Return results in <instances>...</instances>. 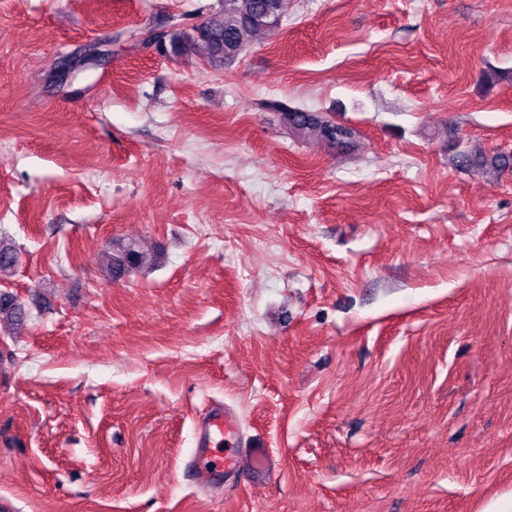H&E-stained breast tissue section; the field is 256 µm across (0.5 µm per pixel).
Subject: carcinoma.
<instances>
[{"instance_id": "obj_1", "label": "carcinoma", "mask_w": 512, "mask_h": 512, "mask_svg": "<svg viewBox=\"0 0 512 512\" xmlns=\"http://www.w3.org/2000/svg\"><path fill=\"white\" fill-rule=\"evenodd\" d=\"M290 0H221L217 15L188 29L175 21L167 30L156 33L151 44L161 55L188 56L202 47L214 64H227L237 59L260 35L278 31L288 17ZM269 107L278 112L282 124L302 140H324L332 144L347 143L356 137V130L341 125L319 112L293 107L286 101H273ZM459 166L475 169L479 174H499L512 168V152L495 154L488 162L478 156L462 153ZM161 263L158 252H147L134 241L114 240L106 253V269L112 279L132 272L148 271ZM0 317L17 326L26 322L24 307L0 296Z\"/></svg>"}]
</instances>
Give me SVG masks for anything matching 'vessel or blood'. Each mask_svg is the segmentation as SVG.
Wrapping results in <instances>:
<instances>
[{
  "label": "vessel or blood",
  "instance_id": "obj_1",
  "mask_svg": "<svg viewBox=\"0 0 512 512\" xmlns=\"http://www.w3.org/2000/svg\"><path fill=\"white\" fill-rule=\"evenodd\" d=\"M241 420L230 407L217 405L209 409L197 424L198 455L204 468L235 470L237 454L233 447ZM224 445L223 454H215L214 446Z\"/></svg>",
  "mask_w": 512,
  "mask_h": 512
}]
</instances>
